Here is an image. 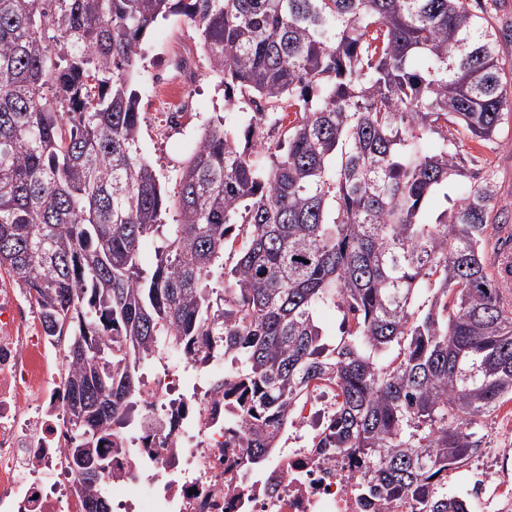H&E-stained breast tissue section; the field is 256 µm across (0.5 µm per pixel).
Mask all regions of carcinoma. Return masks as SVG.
<instances>
[{"label": "carcinoma", "mask_w": 512, "mask_h": 512, "mask_svg": "<svg viewBox=\"0 0 512 512\" xmlns=\"http://www.w3.org/2000/svg\"><path fill=\"white\" fill-rule=\"evenodd\" d=\"M170 14L226 106L251 113L243 146L205 132L172 196L141 156L131 82ZM511 117L512 59L470 0H0V268L69 337L81 490L109 472L100 444L131 421L142 367L171 348L206 365L215 348L255 467L325 380L336 415L319 447L364 456V501L470 512L448 471L512 399V297L489 248L512 215L494 213V170L454 178L467 143L491 145ZM326 306L342 313L334 340Z\"/></svg>", "instance_id": "1"}]
</instances>
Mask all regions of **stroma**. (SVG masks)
Masks as SVG:
<instances>
[{
    "instance_id": "stroma-1",
    "label": "stroma",
    "mask_w": 512,
    "mask_h": 512,
    "mask_svg": "<svg viewBox=\"0 0 512 512\" xmlns=\"http://www.w3.org/2000/svg\"><path fill=\"white\" fill-rule=\"evenodd\" d=\"M180 45L189 49L194 77L189 83L195 108L181 125H166L162 112L151 102V78L170 64L169 48ZM139 64L134 86L140 99L142 154L153 165L166 189H173L182 164L194 153L209 126L223 125L235 136H243L249 113L228 110L224 105V86L209 68V62L195 45L183 16L158 19L139 44ZM465 174L482 176L485 168L496 173L497 206L512 209V123L503 126L495 149H473L463 160ZM478 438L484 448H512V400L504 402L491 416L482 418Z\"/></svg>"
}]
</instances>
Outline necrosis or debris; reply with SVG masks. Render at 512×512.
Returning a JSON list of instances; mask_svg holds the SVG:
<instances>
[{
	"mask_svg": "<svg viewBox=\"0 0 512 512\" xmlns=\"http://www.w3.org/2000/svg\"><path fill=\"white\" fill-rule=\"evenodd\" d=\"M191 360L171 353L142 384L141 420L102 445L111 471L97 495L69 463L67 362L32 296L0 270V512H411L408 500L364 506L352 491L364 471L351 452L315 448L336 408L318 383L292 416L294 447L255 472L241 434L224 430V396L184 388ZM493 479L468 482L470 512H512V450L495 451Z\"/></svg>",
	"mask_w": 512,
	"mask_h": 512,
	"instance_id": "4bbe7bcc",
	"label": "necrosis or debris"
}]
</instances>
